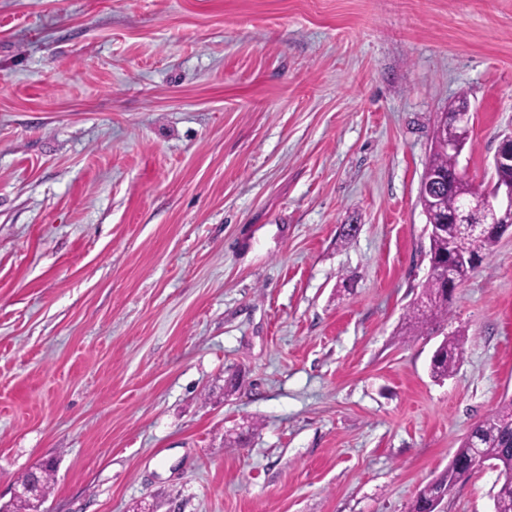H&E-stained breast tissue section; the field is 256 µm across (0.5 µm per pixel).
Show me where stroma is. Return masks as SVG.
I'll use <instances>...</instances> for the list:
<instances>
[{"mask_svg":"<svg viewBox=\"0 0 512 512\" xmlns=\"http://www.w3.org/2000/svg\"><path fill=\"white\" fill-rule=\"evenodd\" d=\"M463 100L484 185L512 0H0V503L50 462L47 512H409L512 399V235L402 333ZM448 121V124L444 126L443 132H442V138L445 140H453L457 139L459 137L458 130L456 126L463 129L469 136L470 133V112L468 110V107L464 110L457 111V112H448V115L444 116V121ZM453 124H452V123ZM456 125V126H455ZM461 152L462 147L459 144L448 142L447 150L443 145L437 144L434 140L431 158L424 171L423 177L426 173H448L452 171L456 167L457 159L450 153L456 154L458 158ZM462 177L463 174L460 172L458 166L454 171L448 173V176L445 178L436 175L430 176L420 186V193L429 198V202L432 207H436L439 205V201L441 200L438 193V185L441 182L445 184L447 183L449 189ZM462 344V335L457 334L444 337L437 346L431 360V374L435 379L443 380L453 372L463 354Z\"/></svg>","mask_w":512,"mask_h":512,"instance_id":"stroma-1","label":"stroma"}]
</instances>
